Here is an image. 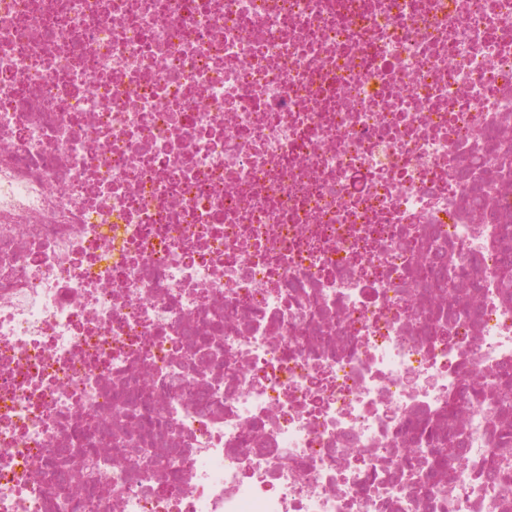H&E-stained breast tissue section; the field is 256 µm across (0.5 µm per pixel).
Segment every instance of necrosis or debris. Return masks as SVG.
<instances>
[{
    "mask_svg": "<svg viewBox=\"0 0 512 512\" xmlns=\"http://www.w3.org/2000/svg\"><path fill=\"white\" fill-rule=\"evenodd\" d=\"M511 264L512 0H0V512H506Z\"/></svg>",
    "mask_w": 512,
    "mask_h": 512,
    "instance_id": "1",
    "label": "necrosis or debris"
}]
</instances>
